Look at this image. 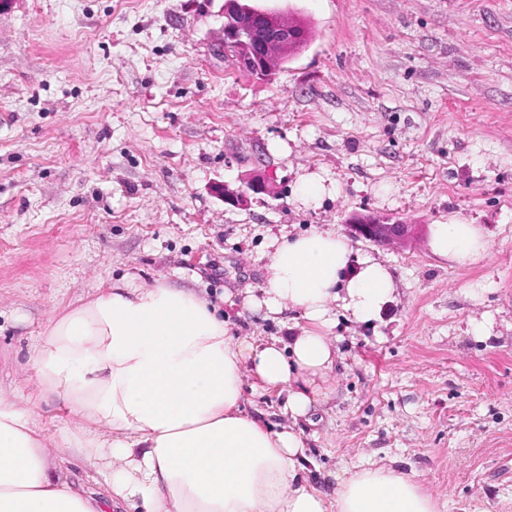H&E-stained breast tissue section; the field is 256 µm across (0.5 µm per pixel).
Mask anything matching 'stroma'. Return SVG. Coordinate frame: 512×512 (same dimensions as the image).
<instances>
[{"label": "stroma", "instance_id": "obj_1", "mask_svg": "<svg viewBox=\"0 0 512 512\" xmlns=\"http://www.w3.org/2000/svg\"><path fill=\"white\" fill-rule=\"evenodd\" d=\"M245 2L308 31L265 79L220 52L224 0L0 7V388L38 400L49 463L96 491L103 458L54 437L81 418L25 380L54 308L126 274L239 299L271 237L374 213L413 236L351 241L396 294L372 322L337 314L335 397L295 422L247 371L242 408L296 424L316 487L392 459L438 512H512V0ZM450 223L482 225L486 259L433 255ZM224 316L257 340L295 323Z\"/></svg>", "mask_w": 512, "mask_h": 512}]
</instances>
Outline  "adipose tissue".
<instances>
[{"instance_id": "ef3b65f1", "label": "adipose tissue", "mask_w": 512, "mask_h": 512, "mask_svg": "<svg viewBox=\"0 0 512 512\" xmlns=\"http://www.w3.org/2000/svg\"><path fill=\"white\" fill-rule=\"evenodd\" d=\"M430 247L459 266L488 252L475 224L432 225ZM264 270V287L246 292L244 304L268 316L296 312L298 332L238 338L206 295L126 277L52 317L32 345L27 380L83 421L56 439L97 455L107 428L117 465L100 493L74 486L47 464L38 401L19 410L0 390V512H437L390 462L332 473L329 492L313 487L302 432L241 409L247 369L263 387L287 390L294 420L327 403L332 309L371 322L394 293L387 266L316 229L272 239Z\"/></svg>"}]
</instances>
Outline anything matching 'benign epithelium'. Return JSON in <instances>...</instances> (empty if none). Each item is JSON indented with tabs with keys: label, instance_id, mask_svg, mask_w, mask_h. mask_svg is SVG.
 Instances as JSON below:
<instances>
[{
	"label": "benign epithelium",
	"instance_id": "1",
	"mask_svg": "<svg viewBox=\"0 0 512 512\" xmlns=\"http://www.w3.org/2000/svg\"><path fill=\"white\" fill-rule=\"evenodd\" d=\"M222 14H232L237 20L223 26V49L233 54L238 68L253 75L272 72L288 52V43L298 37L293 23L276 13L256 16L240 0H224ZM349 228L354 236L379 244L402 241L410 234V225L391 223L373 214L351 219Z\"/></svg>",
	"mask_w": 512,
	"mask_h": 512
}]
</instances>
